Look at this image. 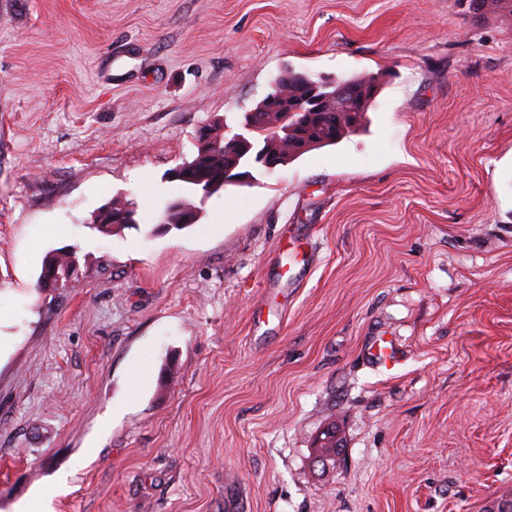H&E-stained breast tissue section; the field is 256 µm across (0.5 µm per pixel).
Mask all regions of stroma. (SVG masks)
Returning a JSON list of instances; mask_svg holds the SVG:
<instances>
[{
	"instance_id": "1",
	"label": "stroma",
	"mask_w": 512,
	"mask_h": 512,
	"mask_svg": "<svg viewBox=\"0 0 512 512\" xmlns=\"http://www.w3.org/2000/svg\"><path fill=\"white\" fill-rule=\"evenodd\" d=\"M291 72L382 81L336 144L161 227L199 128L239 132ZM115 198L135 225L90 231ZM66 245L77 279L40 288ZM22 504L506 512L512 16L0 0V512Z\"/></svg>"
}]
</instances>
